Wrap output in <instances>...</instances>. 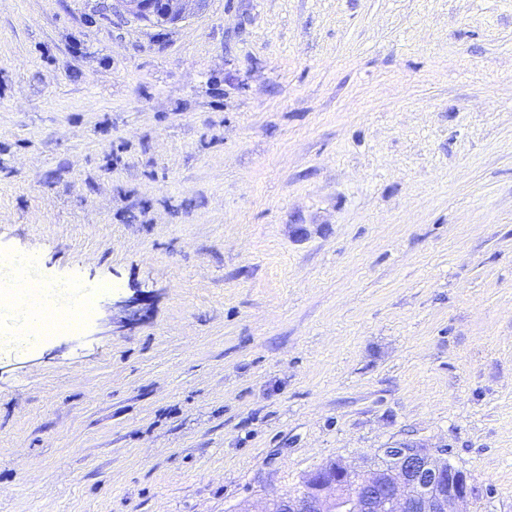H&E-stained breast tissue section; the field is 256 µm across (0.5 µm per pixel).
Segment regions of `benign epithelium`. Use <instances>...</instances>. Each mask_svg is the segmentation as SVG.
<instances>
[{"label": "benign epithelium", "instance_id": "1", "mask_svg": "<svg viewBox=\"0 0 512 512\" xmlns=\"http://www.w3.org/2000/svg\"><path fill=\"white\" fill-rule=\"evenodd\" d=\"M205 0H113L112 11L150 23L176 24L199 11ZM312 493L279 496L257 510L238 512H459L472 496L467 476L443 451L406 445L382 448L377 460L347 467L328 463L307 476Z\"/></svg>", "mask_w": 512, "mask_h": 512}]
</instances>
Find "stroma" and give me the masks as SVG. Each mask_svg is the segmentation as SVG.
Returning <instances> with one entry per match:
<instances>
[{"label":"stroma","mask_w":512,"mask_h":512,"mask_svg":"<svg viewBox=\"0 0 512 512\" xmlns=\"http://www.w3.org/2000/svg\"><path fill=\"white\" fill-rule=\"evenodd\" d=\"M0 0V512H236L444 448L512 512V0ZM205 0H113L112 12L150 23L177 24L199 11ZM28 255L31 254H14L0 257V284L8 283L13 288V299L6 307H1L0 310L1 349L20 350L33 343L36 337L33 335H35L46 315V309L43 308L40 279L43 284L46 281L41 275L39 258ZM32 260L30 281L25 284V288H20V283L15 279V265L21 261L28 262ZM30 285L34 288H30ZM12 288L8 289L6 299H11L10 291ZM38 310H41V314L36 319L31 312ZM28 329L34 330L31 337L25 335ZM18 332H20V336H17Z\"/></svg>","instance_id":"35a3bbf8"}]
</instances>
